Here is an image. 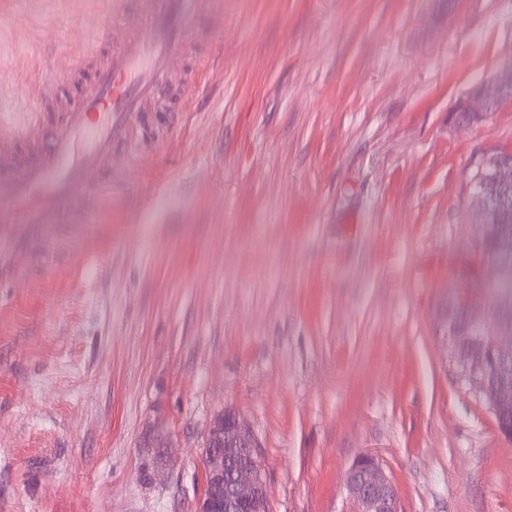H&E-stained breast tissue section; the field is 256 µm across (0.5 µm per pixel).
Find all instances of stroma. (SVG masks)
Here are the masks:
<instances>
[{
	"label": "stroma",
	"instance_id": "stroma-1",
	"mask_svg": "<svg viewBox=\"0 0 512 512\" xmlns=\"http://www.w3.org/2000/svg\"><path fill=\"white\" fill-rule=\"evenodd\" d=\"M154 0H0V93L143 29ZM172 99L70 222L0 279V512H194L213 418L259 444L267 512H353L378 457L402 512H512V439L441 329L474 288L478 155L512 97V0H214ZM510 91H512V59L509 63L503 65L502 69L496 74L492 95L478 96L472 104H462L461 111L468 112L472 116L486 114L490 111L493 102H497L501 96H507Z\"/></svg>",
	"mask_w": 512,
	"mask_h": 512
}]
</instances>
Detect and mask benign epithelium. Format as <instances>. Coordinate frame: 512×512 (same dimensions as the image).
I'll return each instance as SVG.
<instances>
[{"label":"benign epithelium","instance_id":"benign-epithelium-1","mask_svg":"<svg viewBox=\"0 0 512 512\" xmlns=\"http://www.w3.org/2000/svg\"><path fill=\"white\" fill-rule=\"evenodd\" d=\"M511 91L512 61L496 74L492 94L462 104L461 111L472 116L484 114L493 102ZM476 166L481 175L471 183V198L485 215L478 243L480 275L475 292L456 297L454 305L448 307L444 331L460 357L464 376L487 402L499 431L512 438V419L502 415V408L512 404V382L499 377V357L512 353V330L502 326L512 311V296L494 295L495 314L491 320L483 316L481 305L506 270L504 255L512 251V238L505 225L512 209L505 202L490 205L486 195L488 186L504 195L512 189V150L484 152ZM207 441L203 465L212 482L211 491L198 500L195 512H242L249 493L266 492L258 444L232 410L213 420ZM346 490L357 512H401L392 481L371 455H361L352 463Z\"/></svg>","mask_w":512,"mask_h":512}]
</instances>
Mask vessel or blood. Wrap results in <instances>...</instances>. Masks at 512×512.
I'll return each mask as SVG.
<instances>
[{
	"instance_id": "vessel-or-blood-1",
	"label": "vessel or blood",
	"mask_w": 512,
	"mask_h": 512,
	"mask_svg": "<svg viewBox=\"0 0 512 512\" xmlns=\"http://www.w3.org/2000/svg\"><path fill=\"white\" fill-rule=\"evenodd\" d=\"M212 0H158L145 32L111 52L109 31L63 67L39 71L27 86L26 120H0V224H59L77 207L90 173L112 168L141 107L170 75L198 17Z\"/></svg>"
}]
</instances>
